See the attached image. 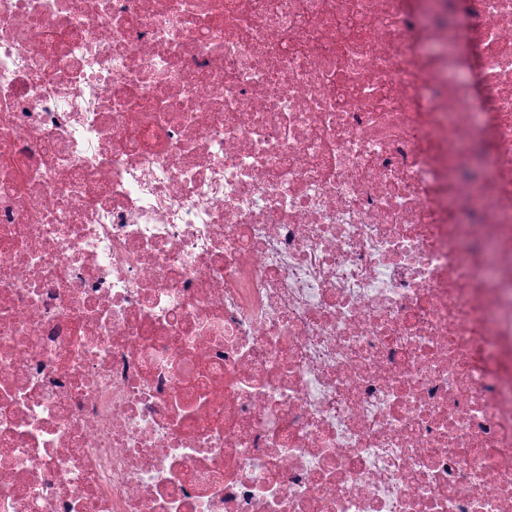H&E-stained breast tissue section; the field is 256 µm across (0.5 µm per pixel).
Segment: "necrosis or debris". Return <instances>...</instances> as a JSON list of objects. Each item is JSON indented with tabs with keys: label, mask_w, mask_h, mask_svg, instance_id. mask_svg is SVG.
I'll return each instance as SVG.
<instances>
[{
	"label": "necrosis or debris",
	"mask_w": 512,
	"mask_h": 512,
	"mask_svg": "<svg viewBox=\"0 0 512 512\" xmlns=\"http://www.w3.org/2000/svg\"><path fill=\"white\" fill-rule=\"evenodd\" d=\"M0 512H512V0H0Z\"/></svg>",
	"instance_id": "4bbe7bcc"
}]
</instances>
